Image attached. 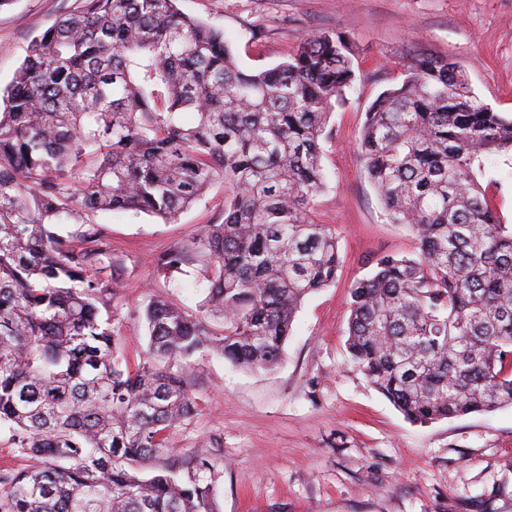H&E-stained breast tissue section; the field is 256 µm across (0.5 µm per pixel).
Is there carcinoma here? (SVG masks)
<instances>
[{"mask_svg":"<svg viewBox=\"0 0 512 512\" xmlns=\"http://www.w3.org/2000/svg\"><path fill=\"white\" fill-rule=\"evenodd\" d=\"M82 2L33 39L0 108V426L36 460L0 469V512H221L208 454L183 475L137 466L195 419L198 353L277 368L304 300L336 281L312 205L358 65L320 31L250 70L178 0ZM509 154L512 118L447 58L411 57L364 113L363 172L417 251L351 285L345 347L412 424L512 406V224L479 181ZM215 184L222 221L156 258L203 263V299L144 301L133 365L100 310L122 261L89 215L174 220ZM63 224L87 229L73 241Z\"/></svg>","mask_w":512,"mask_h":512,"instance_id":"cac0c4a2","label":"carcinoma"}]
</instances>
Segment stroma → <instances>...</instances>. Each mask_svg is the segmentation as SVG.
<instances>
[{
	"label": "stroma",
	"mask_w": 512,
	"mask_h": 512,
	"mask_svg": "<svg viewBox=\"0 0 512 512\" xmlns=\"http://www.w3.org/2000/svg\"><path fill=\"white\" fill-rule=\"evenodd\" d=\"M82 0H13L0 8V89L35 36ZM189 15L223 28L242 66L281 61L310 32L339 31L353 44L360 78L332 117L323 144L328 173L314 201L338 239L335 284L297 312L284 362L275 371L236 368L213 353L197 359L199 413L163 457L182 465L209 442L222 512H512V407L422 427L411 424L347 357L350 284L377 258L411 253L416 241L388 223L356 151L362 114L401 78L410 56L457 61L472 91L512 116V0H179ZM503 223L512 224V163L480 178ZM224 209V187L174 222L98 213L92 220L122 261L110 308L122 348L146 346L140 307L154 294L192 309L191 276L157 270L162 252L196 237Z\"/></svg>",
	"instance_id": "stroma-1"
}]
</instances>
